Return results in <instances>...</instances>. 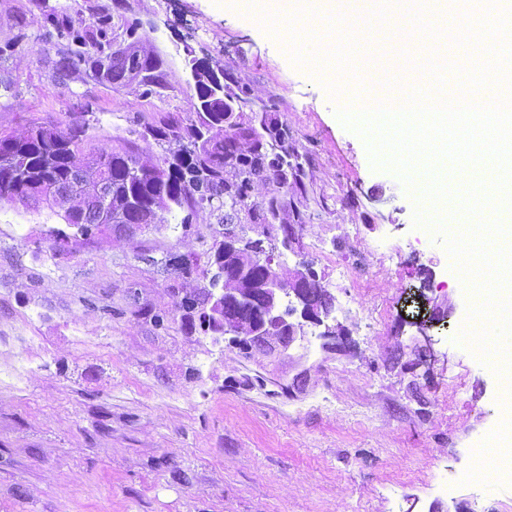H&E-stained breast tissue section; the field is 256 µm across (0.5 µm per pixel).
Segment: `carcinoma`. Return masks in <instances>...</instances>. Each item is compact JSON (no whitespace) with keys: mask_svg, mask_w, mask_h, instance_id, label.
<instances>
[{"mask_svg":"<svg viewBox=\"0 0 512 512\" xmlns=\"http://www.w3.org/2000/svg\"><path fill=\"white\" fill-rule=\"evenodd\" d=\"M147 60L136 52H129L111 61L112 80H122L126 73L146 68ZM214 69L201 64L197 80V98L206 111L196 113L187 134L178 124L156 135L181 144L179 156L163 168L144 161L127 150H107L85 140V123L75 120L67 128L65 142L57 144L54 125L29 127L21 131L0 132V156H13V166L0 165V201L4 195L16 192L28 204L53 207L58 199L80 198V222L77 232L86 235L102 224V203L83 195L84 184L92 177L86 161L95 159L105 169L106 179L120 190L112 196L110 207L123 213V223L140 224L142 207L150 205L166 214L172 206L193 198L209 206L218 202L230 205L224 212V224H232L243 210L255 211L258 203L251 200L254 185L272 181L283 188L288 176H297L300 167L288 161L290 152L285 130L276 125L258 129L252 124L224 126V110L230 107L221 95L214 94L210 84ZM188 144H183V139ZM288 226L290 220L286 205L277 197L267 202V216ZM249 266V277L260 280L276 275L272 268L260 263L245 252L232 253L221 264V276L229 288H247L249 283L240 278L241 267ZM260 305L245 307L230 304L218 310V323L208 330L224 335V315L228 314L246 323L256 318Z\"/></svg>","mask_w":512,"mask_h":512,"instance_id":"cac0c4a2","label":"carcinoma"}]
</instances>
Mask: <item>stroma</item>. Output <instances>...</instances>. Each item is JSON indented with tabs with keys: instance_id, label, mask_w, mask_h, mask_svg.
Instances as JSON below:
<instances>
[{
	"instance_id": "obj_1",
	"label": "stroma",
	"mask_w": 512,
	"mask_h": 512,
	"mask_svg": "<svg viewBox=\"0 0 512 512\" xmlns=\"http://www.w3.org/2000/svg\"><path fill=\"white\" fill-rule=\"evenodd\" d=\"M411 15L371 77L328 18L291 49L287 19L216 0H0V131L81 118L94 144L160 164L179 145L153 129L197 100L188 56L248 86L254 120L288 128L302 182L284 196L347 332L335 350L213 343L179 307L207 284L180 261L206 264L210 207L83 236L0 203V512H512V486L484 489L512 444L498 375L456 340L470 294L325 89L331 73L366 97L430 85ZM132 47L150 68L114 83ZM270 255L282 272L298 257Z\"/></svg>"
}]
</instances>
